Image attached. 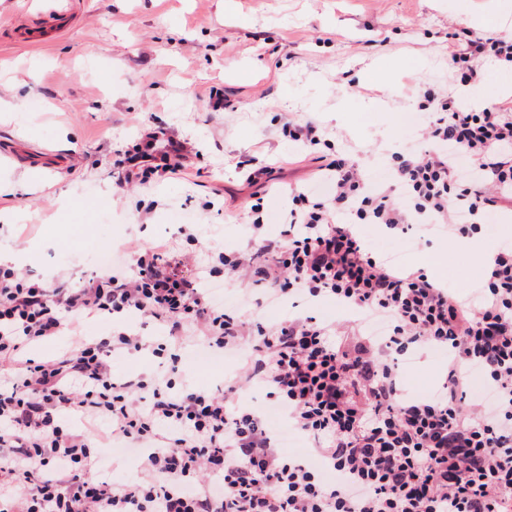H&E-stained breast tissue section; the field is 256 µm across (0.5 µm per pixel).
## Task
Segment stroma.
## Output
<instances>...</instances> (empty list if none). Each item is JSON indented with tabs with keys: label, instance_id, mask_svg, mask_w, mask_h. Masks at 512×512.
Instances as JSON below:
<instances>
[{
	"label": "stroma",
	"instance_id": "35a3bbf8",
	"mask_svg": "<svg viewBox=\"0 0 512 512\" xmlns=\"http://www.w3.org/2000/svg\"><path fill=\"white\" fill-rule=\"evenodd\" d=\"M62 1L0 0V147L68 160L33 168L0 150V250L47 282L99 272L94 252H74L76 237L162 242L202 266L214 249L246 250L251 179L268 164L283 172L264 198L279 234L289 188L329 186L283 132L289 116L324 130L317 154H346L368 180L391 179V154L406 142L395 122L415 112L414 90L459 93L449 32L512 35V0H66L75 20L62 34L18 37ZM145 124L195 154L166 179L118 184L113 163ZM415 248L412 266L449 287L483 273L472 243L428 235ZM446 363L432 349L404 363L407 393L435 387Z\"/></svg>",
	"mask_w": 512,
	"mask_h": 512
}]
</instances>
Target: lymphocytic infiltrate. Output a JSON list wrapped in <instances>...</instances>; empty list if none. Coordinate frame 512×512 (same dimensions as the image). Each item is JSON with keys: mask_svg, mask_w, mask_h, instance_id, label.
I'll list each match as a JSON object with an SVG mask.
<instances>
[{"mask_svg": "<svg viewBox=\"0 0 512 512\" xmlns=\"http://www.w3.org/2000/svg\"><path fill=\"white\" fill-rule=\"evenodd\" d=\"M512 71V37L451 35L448 69L467 87L479 61ZM428 113L419 146L398 148L391 182H370L343 156H320L328 195L296 189L286 229L266 235L260 206L251 249L215 251L228 277H245L237 309L216 306L189 254L159 244L84 281L24 278L0 267V512H512V243L484 261L476 288L459 293L424 270L382 258L357 227L407 239L446 232L463 243L512 213V97L475 110L451 95H420ZM186 142L142 128L121 178L146 184L175 174ZM328 299L357 315L350 332L309 316L266 325L264 302ZM128 311L159 322L150 348L164 369L116 380L108 358L146 348L116 327L82 336V321ZM70 345L47 361L33 347ZM240 368L223 390L177 378L190 338ZM442 350L435 393L406 394L401 361ZM484 378L471 400L467 379ZM264 392L257 409L239 391ZM279 413L309 445L284 454L268 423ZM107 422L102 444L87 427ZM137 454L131 480L93 476L94 446Z\"/></svg>", "mask_w": 512, "mask_h": 512, "instance_id": "f902f5d3", "label": "lymphocytic infiltrate"}]
</instances>
